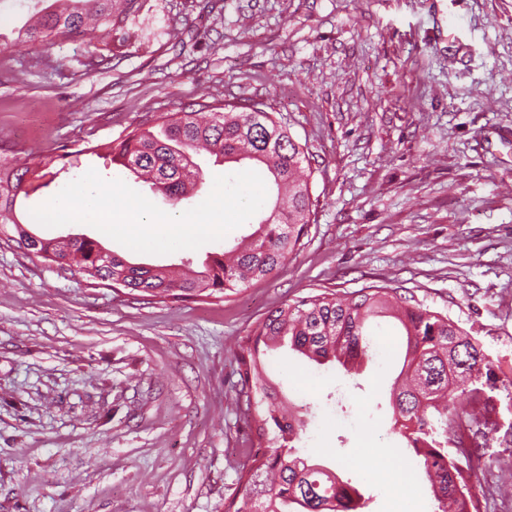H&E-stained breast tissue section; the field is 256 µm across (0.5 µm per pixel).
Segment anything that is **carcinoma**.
<instances>
[{
	"label": "carcinoma",
	"mask_w": 512,
	"mask_h": 512,
	"mask_svg": "<svg viewBox=\"0 0 512 512\" xmlns=\"http://www.w3.org/2000/svg\"><path fill=\"white\" fill-rule=\"evenodd\" d=\"M70 7L39 9L36 24L19 31L25 41L47 49L62 39L91 40L100 31L124 29L145 7L146 0H68ZM251 104L239 111H219L211 104L161 116L159 130L135 128L109 142L87 141L80 152L110 158L112 164L139 176L147 175L154 190L173 202L187 195V184H203V172L193 153L204 149L226 163L249 160L263 169L277 188L281 202L264 203L248 224L254 231L222 253L206 258L202 269L174 270L167 265H144L114 254L102 263L105 248L88 237L55 240L36 238L16 214L20 197L48 186L44 178L60 173L69 153L53 149L31 167H11L0 159V234L10 241L35 240L42 258L65 270L76 266L85 277L123 283L129 293L165 299L228 298L252 280L273 277L288 257L302 246L313 215L306 148L288 128L266 110ZM376 317L395 319L404 350L402 368L391 386L393 430L406 439L420 459L436 512H476L466 491L464 470L453 458L449 431L459 426L455 406L460 394L473 407L470 426L487 427L495 404L481 382L487 366L478 340L447 315L425 307L393 288L369 286L338 295L324 292L282 303L270 309L238 345L235 355L241 388L237 401L250 411L252 445L263 449L239 476L240 500L225 512H357L361 494L331 468L298 454L292 443L305 423L283 403L284 396L268 375L266 356L288 344L291 350L325 365L337 363L348 371L370 357L374 339L367 323Z\"/></svg>",
	"instance_id": "obj_1"
}]
</instances>
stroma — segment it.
<instances>
[{
  "label": "stroma",
  "mask_w": 512,
  "mask_h": 512,
  "mask_svg": "<svg viewBox=\"0 0 512 512\" xmlns=\"http://www.w3.org/2000/svg\"><path fill=\"white\" fill-rule=\"evenodd\" d=\"M31 0H0V155L68 171L21 203L44 239L87 235L133 262L200 263L250 231L171 254L30 214L110 141L200 100L265 104L306 145L314 221L275 277L226 299L160 301L60 275L0 240V512H224L255 450L237 405L238 340L274 305L326 290L399 289L482 344L512 376V0H148L125 30L51 50L18 39ZM178 205L133 173L164 212ZM358 374L274 352L268 374L306 430L302 456L367 497L366 512H433L421 463L392 430L400 340L386 321ZM346 379L344 398L337 379ZM468 472L477 512H512V397Z\"/></svg>",
  "instance_id": "1"
}]
</instances>
